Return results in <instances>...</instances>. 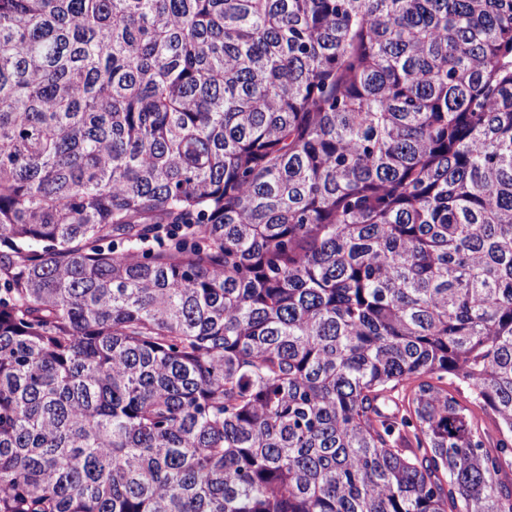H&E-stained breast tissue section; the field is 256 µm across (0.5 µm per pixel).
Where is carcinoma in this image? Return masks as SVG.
<instances>
[{
	"mask_svg": "<svg viewBox=\"0 0 512 512\" xmlns=\"http://www.w3.org/2000/svg\"><path fill=\"white\" fill-rule=\"evenodd\" d=\"M512 0H0V512H512Z\"/></svg>",
	"mask_w": 512,
	"mask_h": 512,
	"instance_id": "obj_1",
	"label": "carcinoma"
}]
</instances>
